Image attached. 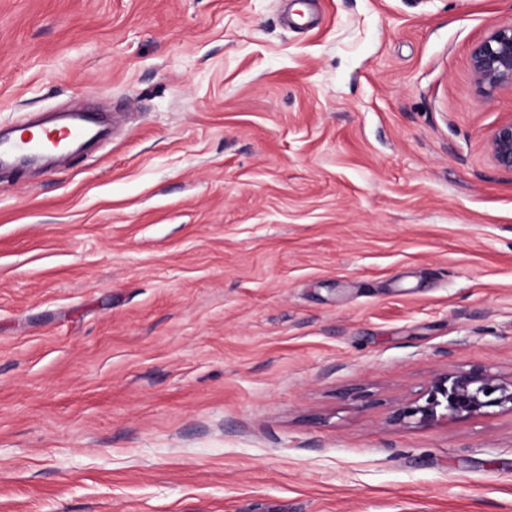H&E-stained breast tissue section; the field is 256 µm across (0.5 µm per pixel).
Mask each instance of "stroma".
<instances>
[{
    "label": "stroma",
    "instance_id": "stroma-1",
    "mask_svg": "<svg viewBox=\"0 0 512 512\" xmlns=\"http://www.w3.org/2000/svg\"><path fill=\"white\" fill-rule=\"evenodd\" d=\"M0 0V127L110 137L0 175V512H512V0ZM475 85L491 92L512 88V24L494 28L475 44L470 55ZM487 149L498 169L512 172V116L502 120L489 132ZM491 407L512 412V377L475 368L434 377L416 398L393 405L391 421L431 424L486 415Z\"/></svg>",
    "mask_w": 512,
    "mask_h": 512
}]
</instances>
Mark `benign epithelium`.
<instances>
[{
	"instance_id": "benign-epithelium-1",
	"label": "benign epithelium",
	"mask_w": 512,
	"mask_h": 512,
	"mask_svg": "<svg viewBox=\"0 0 512 512\" xmlns=\"http://www.w3.org/2000/svg\"><path fill=\"white\" fill-rule=\"evenodd\" d=\"M475 85L491 92L512 88V24L493 29L475 44L470 55ZM492 163L512 172V116L498 123L487 136ZM498 407L512 412V378L475 368L434 377L414 399L392 407L391 421L399 424H431L448 418L488 414Z\"/></svg>"
}]
</instances>
